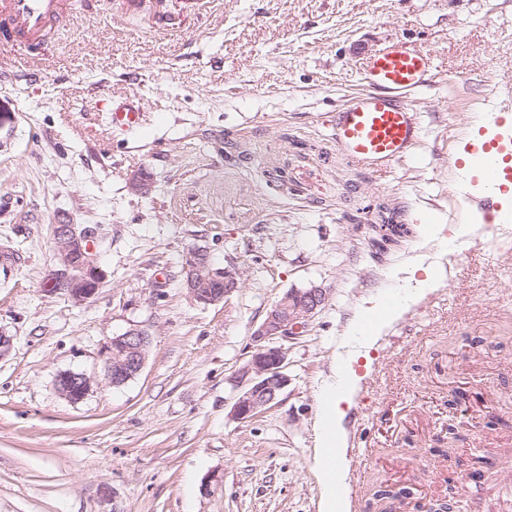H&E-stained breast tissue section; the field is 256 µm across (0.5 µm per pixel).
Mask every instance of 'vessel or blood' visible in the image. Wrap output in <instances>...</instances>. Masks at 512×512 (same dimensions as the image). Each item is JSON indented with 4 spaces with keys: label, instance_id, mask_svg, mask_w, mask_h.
Here are the masks:
<instances>
[{
    "label": "vessel or blood",
    "instance_id": "vessel-or-blood-1",
    "mask_svg": "<svg viewBox=\"0 0 512 512\" xmlns=\"http://www.w3.org/2000/svg\"><path fill=\"white\" fill-rule=\"evenodd\" d=\"M62 0H0V14L11 24L0 28V46L12 47L39 40L57 20ZM368 88L349 98L336 110V144L353 163L378 171L408 158L421 141L419 112L410 95L433 74L427 54L405 44H395L369 57L363 64ZM512 90H497L494 111L485 113L490 138L465 141L463 150L470 168L487 173L482 188L483 223L495 226L505 218L495 198L500 182H512V114L505 107ZM109 132L142 131L145 118L136 100H113L103 114Z\"/></svg>",
    "mask_w": 512,
    "mask_h": 512
}]
</instances>
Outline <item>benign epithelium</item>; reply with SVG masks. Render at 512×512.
<instances>
[{"label":"benign epithelium","instance_id":"7a95c632","mask_svg":"<svg viewBox=\"0 0 512 512\" xmlns=\"http://www.w3.org/2000/svg\"><path fill=\"white\" fill-rule=\"evenodd\" d=\"M92 239L93 231L77 224L53 225L58 263L48 274V292L61 293L76 303L98 293L103 272ZM184 265L185 287L199 303L225 301L240 288L242 272L236 267L224 268V287L216 286L218 270L211 267L206 252L200 248L186 252ZM326 299L325 289L312 286L289 290L271 306L253 332L254 351L238 375L234 418L252 419L277 402L289 379L285 373L286 351L274 345V340L304 333ZM149 344V334L143 330L133 329L112 337L102 351L104 369L112 385H122L142 370ZM92 387L93 379L83 372L64 371L56 379L58 392L73 404L83 401Z\"/></svg>","mask_w":512,"mask_h":512}]
</instances>
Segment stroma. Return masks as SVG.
<instances>
[{
	"label": "stroma",
	"mask_w": 512,
	"mask_h": 512,
	"mask_svg": "<svg viewBox=\"0 0 512 512\" xmlns=\"http://www.w3.org/2000/svg\"><path fill=\"white\" fill-rule=\"evenodd\" d=\"M176 28L121 0H63L33 83L0 85V512H321L314 455L318 386L363 300L388 269L433 249L423 231L463 207L455 135L475 134L486 96L512 83V0H173ZM409 40L431 54L414 92L419 152L373 173L336 145L334 115L361 62ZM139 98L146 128L89 134L92 87ZM150 185L133 186L139 174ZM92 229L105 275L77 304L45 290L55 221ZM458 262L355 368L372 455L357 496L412 491L443 461L453 512L512 498V237L484 248L469 220ZM242 273L227 301L197 303L184 255ZM324 288L301 335L284 339L288 387L251 420L232 415L252 333L285 292ZM146 331L142 372L112 385L101 350ZM94 384L73 404L64 371Z\"/></svg>",
	"instance_id": "1"
}]
</instances>
